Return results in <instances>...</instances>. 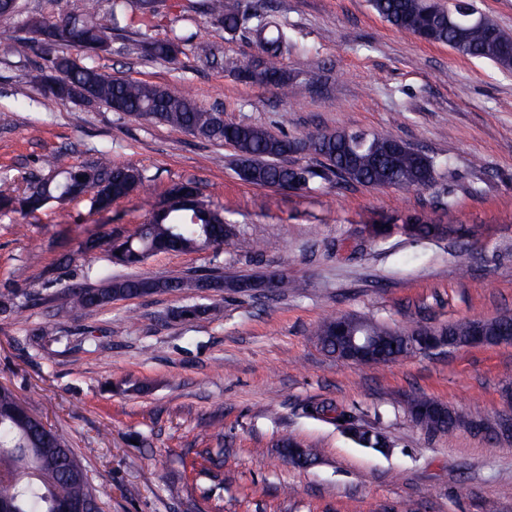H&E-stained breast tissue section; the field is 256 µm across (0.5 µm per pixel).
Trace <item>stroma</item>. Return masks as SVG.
Masks as SVG:
<instances>
[{"label": "stroma", "instance_id": "stroma-1", "mask_svg": "<svg viewBox=\"0 0 512 512\" xmlns=\"http://www.w3.org/2000/svg\"><path fill=\"white\" fill-rule=\"evenodd\" d=\"M262 5L294 36L285 66L302 96L240 79L259 54L247 27L226 32L189 0H154L152 22L113 36L96 63L277 135L390 132L433 158L435 183L411 192L332 179L288 190L247 183L231 146L44 98L43 56L14 57L3 40L16 20L0 17V195L22 197L56 151L75 165L106 151L145 176L106 212L82 199L0 210V298L17 296L0 314V383L68 441L103 512H512V443L467 429L430 434L404 406L417 393L494 418L512 384V345L356 364L328 355L312 333L331 315L404 329L512 314V70L398 32L368 0ZM175 33L215 46L216 61L188 52L176 71L143 56L142 45ZM187 181L232 225L224 245L109 265L106 244L147 223ZM414 215L441 233L413 237L405 224ZM90 236L101 248L78 256ZM90 266L153 279L276 270L298 286L285 295L160 291L54 320L51 298L82 284ZM27 291L38 304L25 302ZM195 305L215 306V319L184 316ZM322 401L381 432L389 451L310 415ZM285 437L315 449V463H286Z\"/></svg>", "mask_w": 512, "mask_h": 512}]
</instances>
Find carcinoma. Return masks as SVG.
Here are the masks:
<instances>
[{"label":"carcinoma","instance_id":"1","mask_svg":"<svg viewBox=\"0 0 512 512\" xmlns=\"http://www.w3.org/2000/svg\"><path fill=\"white\" fill-rule=\"evenodd\" d=\"M87 0L82 11L65 16L22 15L19 0H0V15L17 16L19 35L10 38V51L24 58L39 31L58 44L54 58L47 59L48 68L59 73L58 82L86 87L88 97H71L55 90L42 95L58 102L100 103L112 107L116 103L123 112L150 124H162L188 132L218 144H228L236 152L239 176L258 186L302 189L319 178L333 175L343 188L352 185L416 191L435 182V161L425 153L406 148L405 143L387 133L369 136L366 143L354 144L351 133L309 132L299 140L308 142V152L322 158L319 168L296 167L280 163L289 138L275 135L267 128L250 124H230L219 113L187 99L166 86L115 78L103 73L96 65L97 47L112 41V33L122 31L135 22L136 15L147 14L152 0ZM373 10L397 31L427 41L449 46L458 54L492 61L503 68L512 67V37L493 22L464 29V33L448 27L445 11L434 14L426 22L427 0H370ZM203 11L224 30L237 31L245 14L254 9L248 3L227 5L224 0H203ZM261 50L262 77L248 71L243 78L249 82L273 86L288 93L292 83L284 60L293 48L288 26L270 15H260L253 28ZM186 40L174 36L158 40L144 50L145 56L175 64L184 53ZM43 163L49 174L39 184V202L29 211L35 212L54 202L65 204L78 198L89 201L95 210L106 190L116 180L137 190L142 185V172L132 166L114 167L105 152L91 165H73L68 155L53 152ZM231 227L224 223L222 212L202 201L200 207L183 202L172 204L169 212H159L146 224L123 239V256L118 264L135 266L161 251L193 252L224 244ZM95 276L94 287L75 286L53 297L54 316L63 320L79 311L103 307L120 297L151 289L193 291L203 281L214 288H233L235 281L222 275L179 277L160 283L142 278H113L87 269L86 277ZM346 321L359 336H370L378 342L379 355L384 361H395L419 354L405 338V331L389 328L378 322L353 316H332L314 331L318 342L329 354L344 355V344L336 341L335 330ZM471 332L470 321L448 324V341L460 344ZM317 415L335 414L334 420L352 427L350 438L356 444L375 448L380 444L371 428L357 423L352 415L331 402L312 407ZM426 425L433 431L451 436L462 427H470L459 414L448 411L443 415L428 414ZM0 464L8 476L0 478V501L10 502L13 512H62L70 502L88 504L89 512H101L100 500L92 489L88 475L76 453L57 431L46 426L31 411L28 403L13 389L0 385Z\"/></svg>","mask_w":512,"mask_h":512}]
</instances>
